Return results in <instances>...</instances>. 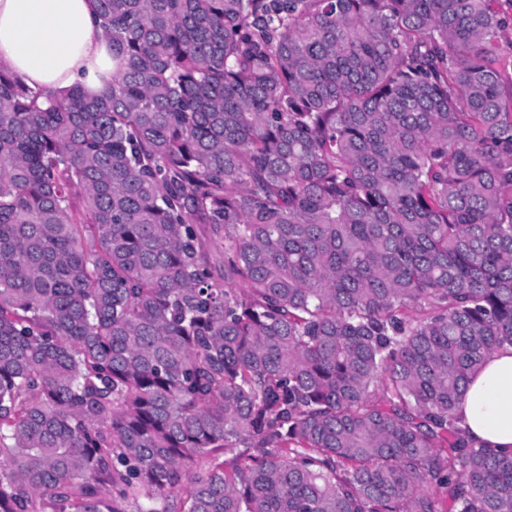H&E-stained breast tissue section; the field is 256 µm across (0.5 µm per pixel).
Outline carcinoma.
<instances>
[{
  "instance_id": "obj_1",
  "label": "carcinoma",
  "mask_w": 512,
  "mask_h": 512,
  "mask_svg": "<svg viewBox=\"0 0 512 512\" xmlns=\"http://www.w3.org/2000/svg\"><path fill=\"white\" fill-rule=\"evenodd\" d=\"M94 11L99 95L0 70V512H512L499 0ZM456 413L477 447L512 451V348L496 351L471 376Z\"/></svg>"
}]
</instances>
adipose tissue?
Listing matches in <instances>:
<instances>
[{
  "label": "adipose tissue",
  "mask_w": 512,
  "mask_h": 512,
  "mask_svg": "<svg viewBox=\"0 0 512 512\" xmlns=\"http://www.w3.org/2000/svg\"><path fill=\"white\" fill-rule=\"evenodd\" d=\"M0 70L34 89L99 92L112 79V48L92 0H0ZM456 413L475 445L512 450V348L471 376Z\"/></svg>",
  "instance_id": "ef3b65f1"
}]
</instances>
